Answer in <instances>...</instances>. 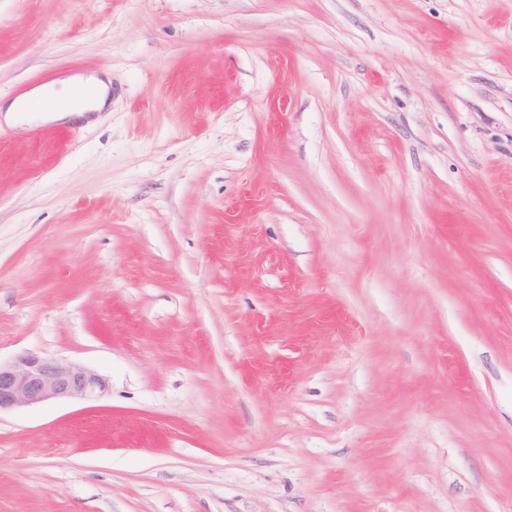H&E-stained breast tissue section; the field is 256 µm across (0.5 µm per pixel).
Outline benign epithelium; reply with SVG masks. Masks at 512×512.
<instances>
[{
  "mask_svg": "<svg viewBox=\"0 0 512 512\" xmlns=\"http://www.w3.org/2000/svg\"><path fill=\"white\" fill-rule=\"evenodd\" d=\"M107 387L100 374L66 359L26 352L0 362V411L53 400L91 401Z\"/></svg>",
  "mask_w": 512,
  "mask_h": 512,
  "instance_id": "benign-epithelium-1",
  "label": "benign epithelium"
}]
</instances>
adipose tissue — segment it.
I'll return each mask as SVG.
<instances>
[{"label": "adipose tissue", "instance_id": "ef3b65f1", "mask_svg": "<svg viewBox=\"0 0 512 512\" xmlns=\"http://www.w3.org/2000/svg\"><path fill=\"white\" fill-rule=\"evenodd\" d=\"M110 89L108 81L98 77L66 79L63 90L40 87L25 97L15 99L0 108V119L20 123L25 118L47 117L65 120L72 116L102 111Z\"/></svg>", "mask_w": 512, "mask_h": 512}]
</instances>
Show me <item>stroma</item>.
<instances>
[{
    "label": "stroma",
    "mask_w": 512,
    "mask_h": 512,
    "mask_svg": "<svg viewBox=\"0 0 512 512\" xmlns=\"http://www.w3.org/2000/svg\"><path fill=\"white\" fill-rule=\"evenodd\" d=\"M0 512H512V0H0ZM66 87L62 91L40 87L24 98H18L1 106L2 120L23 123L27 117L35 119L47 116L53 120H65L89 112H101L105 107L111 81L99 77H71L60 81ZM107 387L105 378L78 362L32 352L0 360V413L53 400L91 401Z\"/></svg>",
    "instance_id": "35a3bbf8"
}]
</instances>
